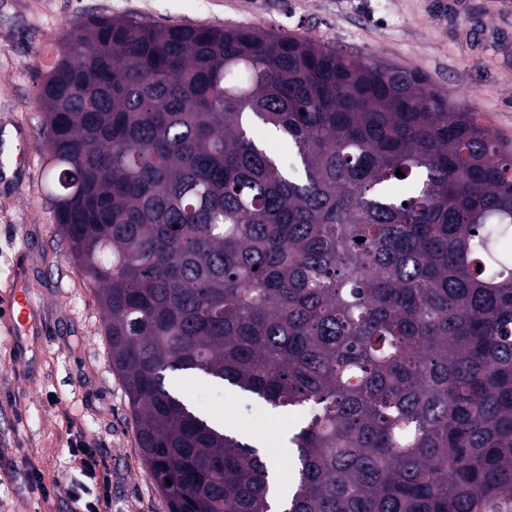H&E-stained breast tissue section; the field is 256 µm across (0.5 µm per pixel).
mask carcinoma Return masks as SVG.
Masks as SVG:
<instances>
[{
    "label": "carcinoma",
    "mask_w": 512,
    "mask_h": 512,
    "mask_svg": "<svg viewBox=\"0 0 512 512\" xmlns=\"http://www.w3.org/2000/svg\"><path fill=\"white\" fill-rule=\"evenodd\" d=\"M39 99L50 199L169 512H271L258 447L176 372L308 406L282 512L512 498L511 140L415 69L251 27L91 17Z\"/></svg>",
    "instance_id": "obj_1"
}]
</instances>
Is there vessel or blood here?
Wrapping results in <instances>:
<instances>
[{"instance_id":"obj_1","label":"vessel or blood","mask_w":512,"mask_h":512,"mask_svg":"<svg viewBox=\"0 0 512 512\" xmlns=\"http://www.w3.org/2000/svg\"><path fill=\"white\" fill-rule=\"evenodd\" d=\"M0 327L23 351L40 342L44 334L41 304L28 286L24 268H17L10 287L0 294Z\"/></svg>"}]
</instances>
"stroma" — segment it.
Masks as SVG:
<instances>
[{"label":"stroma","instance_id":"obj_1","mask_svg":"<svg viewBox=\"0 0 512 512\" xmlns=\"http://www.w3.org/2000/svg\"><path fill=\"white\" fill-rule=\"evenodd\" d=\"M0 0V135L22 137L29 162L0 179V291L24 262L43 308L45 334L19 356L0 330V512H82L106 496L109 512H169L144 463L123 383L112 368L101 310L76 269L46 188L47 150L38 72L63 35L86 19L133 17L159 25L245 26L307 36L345 55L420 69L449 98L512 139V0ZM25 365H17V358ZM173 385L210 417L229 418L280 477L296 471L280 452L307 407L282 413L228 384L196 377ZM97 449L96 479L69 450ZM50 490H31L28 471Z\"/></svg>","mask_w":512,"mask_h":512}]
</instances>
